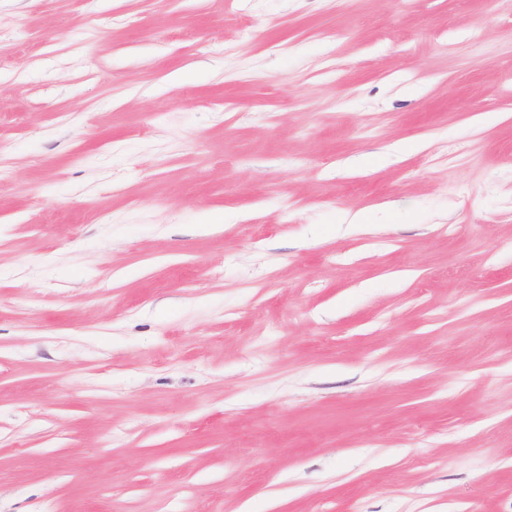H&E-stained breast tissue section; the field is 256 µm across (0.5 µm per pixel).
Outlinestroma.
Wrapping results in <instances>:
<instances>
[{
  "instance_id": "stroma-1",
  "label": "stroma",
  "mask_w": 512,
  "mask_h": 512,
  "mask_svg": "<svg viewBox=\"0 0 512 512\" xmlns=\"http://www.w3.org/2000/svg\"><path fill=\"white\" fill-rule=\"evenodd\" d=\"M0 512H512V0H0Z\"/></svg>"
}]
</instances>
